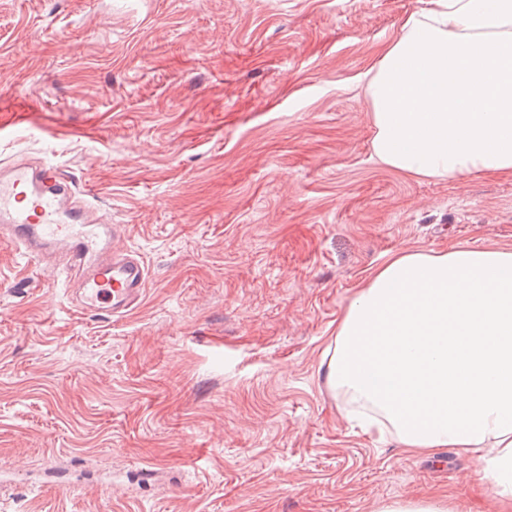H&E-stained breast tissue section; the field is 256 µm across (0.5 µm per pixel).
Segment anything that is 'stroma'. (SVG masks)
<instances>
[{"label": "stroma", "instance_id": "stroma-1", "mask_svg": "<svg viewBox=\"0 0 512 512\" xmlns=\"http://www.w3.org/2000/svg\"><path fill=\"white\" fill-rule=\"evenodd\" d=\"M429 0H0V164L101 197L113 321L0 247V512H499L487 461L364 432L322 362L390 257L512 250V174L372 156L360 89ZM374 512H452L444 498H420L380 502Z\"/></svg>", "mask_w": 512, "mask_h": 512}]
</instances>
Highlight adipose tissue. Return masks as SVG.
Here are the masks:
<instances>
[{
    "label": "adipose tissue",
    "mask_w": 512,
    "mask_h": 512,
    "mask_svg": "<svg viewBox=\"0 0 512 512\" xmlns=\"http://www.w3.org/2000/svg\"><path fill=\"white\" fill-rule=\"evenodd\" d=\"M368 70L372 152L419 179L512 173V0H430ZM324 381L401 447L489 459L512 500V250L385 261L336 326Z\"/></svg>",
    "instance_id": "adipose-tissue-1"
}]
</instances>
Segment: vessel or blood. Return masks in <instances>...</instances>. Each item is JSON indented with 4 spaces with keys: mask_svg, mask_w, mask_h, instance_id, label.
<instances>
[{
    "mask_svg": "<svg viewBox=\"0 0 512 512\" xmlns=\"http://www.w3.org/2000/svg\"><path fill=\"white\" fill-rule=\"evenodd\" d=\"M76 190L58 167L18 161L0 172V244L52 275L77 313L120 319L142 302L140 255L115 249L127 230Z\"/></svg>",
    "mask_w": 512,
    "mask_h": 512,
    "instance_id": "vessel-or-blood-1",
    "label": "vessel or blood"
}]
</instances>
